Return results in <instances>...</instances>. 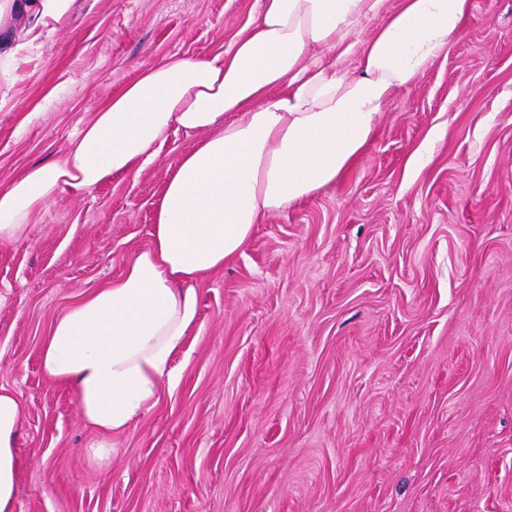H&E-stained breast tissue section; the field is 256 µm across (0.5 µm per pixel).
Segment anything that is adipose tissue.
Segmentation results:
<instances>
[{
  "label": "adipose tissue",
  "instance_id": "ef3b65f1",
  "mask_svg": "<svg viewBox=\"0 0 512 512\" xmlns=\"http://www.w3.org/2000/svg\"><path fill=\"white\" fill-rule=\"evenodd\" d=\"M262 0L222 52L174 54L99 105L63 154L0 190V244L61 193L140 172L171 129L197 135L170 171L150 246L54 323L40 349L83 421L121 434L161 399L197 322L196 285L271 212L315 195L364 153L384 105L447 53L473 0ZM358 54L357 69L342 59ZM23 410L0 387V512H15Z\"/></svg>",
  "mask_w": 512,
  "mask_h": 512
}]
</instances>
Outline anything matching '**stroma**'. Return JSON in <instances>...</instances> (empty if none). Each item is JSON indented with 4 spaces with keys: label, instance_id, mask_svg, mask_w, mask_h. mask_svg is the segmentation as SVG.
<instances>
[{
    "label": "stroma",
    "instance_id": "stroma-1",
    "mask_svg": "<svg viewBox=\"0 0 512 512\" xmlns=\"http://www.w3.org/2000/svg\"><path fill=\"white\" fill-rule=\"evenodd\" d=\"M475 4L350 170L198 283L174 385L106 458L39 351L149 245L196 135L60 194L0 245V386L24 409L15 512H512V0ZM259 8L71 0L35 40L29 16L8 18L0 187L57 159L143 66L224 50Z\"/></svg>",
    "mask_w": 512,
    "mask_h": 512
}]
</instances>
